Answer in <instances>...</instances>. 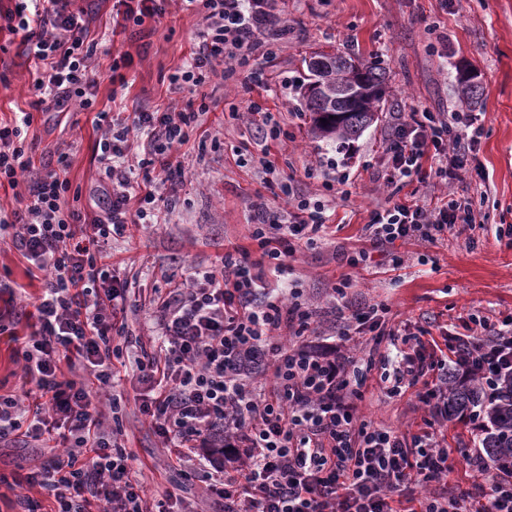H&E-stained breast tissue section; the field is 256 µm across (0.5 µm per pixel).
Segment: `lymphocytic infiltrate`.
I'll return each instance as SVG.
<instances>
[{
    "instance_id": "1",
    "label": "lymphocytic infiltrate",
    "mask_w": 512,
    "mask_h": 512,
    "mask_svg": "<svg viewBox=\"0 0 512 512\" xmlns=\"http://www.w3.org/2000/svg\"><path fill=\"white\" fill-rule=\"evenodd\" d=\"M202 19L194 50L171 77L176 90L196 93L215 61L225 77L250 55L274 56L270 33L288 26L282 0H181ZM169 0H116L112 23L124 31L144 19H161ZM18 36L36 78L29 111L0 121V187L16 205L0 210V238H11L40 273L34 310L14 309L30 330L15 349L32 382L24 396L0 394V445L18 441L51 448L46 464L15 479L18 487L50 489L58 512H512V470L483 454L466 455L471 487L451 486L448 463V379H479L497 399L512 375V321L482 320L478 328L448 337V357L428 350V329L387 326L376 305L334 304L336 346L321 352L300 345L315 334L316 308L294 288L277 300L252 275L249 250L225 253L219 264L194 268L158 298L143 334L128 332L127 288L105 260L110 241L133 226L172 212L180 166L171 156L198 136V118L209 110L156 108L131 119L101 112L97 124L100 185L105 201L89 210L70 203L67 156L56 168L36 164L35 115L43 100L60 111L94 109L97 44L76 0H13L0 9V31ZM483 125L465 112L413 110L395 124L384 150L386 186L425 181L434 166L441 187L465 168ZM144 152L131 159V136ZM280 184L284 205L255 207L252 240L263 260L285 273L299 240L325 228L329 202ZM487 217L451 197L388 198L370 217V249L396 241L432 243L449 229L483 228ZM374 333L389 353L380 380L386 396L419 388L426 414L417 431L374 426L359 410L367 374L348 343ZM129 368L146 393L139 410L158 436L168 468L199 481L196 503L167 493L149 500L141 472L129 466L111 412L124 400L116 366ZM270 368L272 384L260 379ZM199 448H220L223 465L199 472Z\"/></svg>"
}]
</instances>
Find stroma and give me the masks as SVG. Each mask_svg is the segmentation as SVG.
<instances>
[{
	"mask_svg": "<svg viewBox=\"0 0 512 512\" xmlns=\"http://www.w3.org/2000/svg\"><path fill=\"white\" fill-rule=\"evenodd\" d=\"M113 3L85 4L98 42L96 60L105 66L111 57L127 55L133 65L125 71V83L100 76L95 111L128 113L167 105L184 109L188 96L172 89L169 76L188 56L198 15L174 7L160 21L148 20L116 35ZM286 10L291 32L281 50L269 59L250 56L247 63L248 68L263 69L265 91L245 92L218 75L204 85L210 110L203 128L226 143V150H201L191 143L175 151L172 160L184 171L177 185L180 206L168 223L147 225L132 238L112 244L115 273L132 286V333L140 334L155 292L167 290L170 281L181 279L190 268L217 264L225 250L235 246L259 258L250 238L251 205L263 202L277 208L284 201L278 187L264 184L259 170L239 166L230 151L234 145L254 144L253 126L235 120L232 113L245 110L255 99L280 113L287 132L272 142L268 155L281 177L291 181L295 191L336 206L326 232L314 243L300 244L288 260V282L319 307L323 331L334 323L327 304L333 288L342 284L350 304H385L390 324L422 326L436 337L445 330H461L475 316L493 322L511 317L512 241L497 238L496 228L512 225V0H453L445 10L439 0H288ZM1 43L8 50L0 53V119L8 121L28 109L33 99L32 67L8 33H0ZM316 50L373 59L386 71V100L378 121L349 143L312 138L309 116L297 99L295 87L307 75L303 59ZM464 61L483 76L482 96L473 108L461 101L457 89V67ZM425 107L480 113L484 135L475 160L461 171L455 192L487 213L488 222L471 240L452 230L433 244L398 242L371 249L365 226L390 193L382 178V152L399 115ZM95 111L61 115L48 103L35 126L39 161L52 164L58 152H68V177L79 192L74 201L78 208L93 205L101 195L94 159L99 136L93 125ZM331 163L349 173L350 180L330 191L325 183ZM359 249L369 250L366 263L346 265L343 252ZM0 278L24 288L19 299L0 293L1 315L37 302L41 282L28 276L25 259L8 239L0 241ZM27 332L22 323L16 336L0 335V394L20 396L29 388L14 357L15 337ZM122 386L127 393L120 414L123 439L133 455L132 468L145 473L147 497L161 498L178 489L183 497L194 498L195 487L166 469L150 421L138 410L142 386L132 375L123 377ZM361 410L375 424L401 431L424 413L414 397H385L374 375L364 387ZM477 445V431L470 423L449 422L455 480L470 481L472 472L460 451ZM46 460L42 448L0 446V475L6 482L20 478ZM6 482L0 484V512H14L16 496Z\"/></svg>",
	"mask_w": 512,
	"mask_h": 512,
	"instance_id": "obj_1",
	"label": "stroma"
}]
</instances>
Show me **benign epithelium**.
<instances>
[{
	"mask_svg": "<svg viewBox=\"0 0 512 512\" xmlns=\"http://www.w3.org/2000/svg\"><path fill=\"white\" fill-rule=\"evenodd\" d=\"M348 80L343 84H332L327 80L320 81L309 87L308 93L329 109H336L338 116L346 118L354 112L362 111L361 103L366 97L382 96L385 85L367 82L364 69L357 59L346 63Z\"/></svg>",
	"mask_w": 512,
	"mask_h": 512,
	"instance_id": "1",
	"label": "benign epithelium"
}]
</instances>
